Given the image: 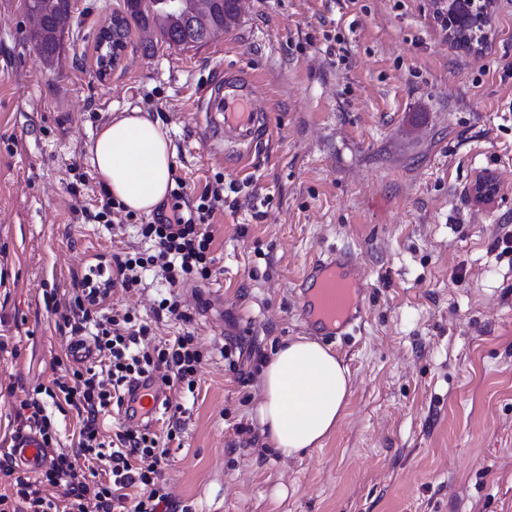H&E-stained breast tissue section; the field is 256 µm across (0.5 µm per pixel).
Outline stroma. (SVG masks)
<instances>
[{"label":"stroma","instance_id":"1","mask_svg":"<svg viewBox=\"0 0 512 512\" xmlns=\"http://www.w3.org/2000/svg\"><path fill=\"white\" fill-rule=\"evenodd\" d=\"M45 60L25 0H0V454L24 391L64 374L72 335L47 310L96 255L140 247L91 219L89 147L111 117H158L189 196L223 178L213 277L181 288L208 353L164 477L194 512H512V0L481 45L448 41L435 0H240L238 24L188 48L133 31L99 74L94 40L123 0H72ZM254 74L269 128L246 160L205 131L201 91ZM498 186L492 198L475 181ZM349 248L369 284L346 413L322 447L269 448L261 372L305 335V267Z\"/></svg>","mask_w":512,"mask_h":512}]
</instances>
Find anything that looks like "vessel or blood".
Masks as SVG:
<instances>
[{"mask_svg": "<svg viewBox=\"0 0 512 512\" xmlns=\"http://www.w3.org/2000/svg\"><path fill=\"white\" fill-rule=\"evenodd\" d=\"M206 126L222 133L225 149L245 159L267 128V109L257 82L237 71L225 73L219 87L205 88ZM357 257L349 250H333L305 269L298 297L300 319L311 332L328 337H348L363 323L368 285L355 273ZM162 388L157 380H139L125 391V406L134 422L158 412ZM11 454L20 468L34 471L48 456L41 438L23 433L13 442Z\"/></svg>", "mask_w": 512, "mask_h": 512, "instance_id": "vessel-or-blood-1", "label": "vessel or blood"}]
</instances>
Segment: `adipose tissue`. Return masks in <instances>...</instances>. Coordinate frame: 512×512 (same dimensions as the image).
Returning <instances> with one entry per match:
<instances>
[{
	"label": "adipose tissue",
	"mask_w": 512,
	"mask_h": 512,
	"mask_svg": "<svg viewBox=\"0 0 512 512\" xmlns=\"http://www.w3.org/2000/svg\"><path fill=\"white\" fill-rule=\"evenodd\" d=\"M90 152L99 181L129 211L149 214L165 200L174 152L150 114L112 118ZM350 386L347 366L319 342L288 340L262 370L258 416L266 442L286 457L322 447L345 413Z\"/></svg>",
	"instance_id": "ef3b65f1"
}]
</instances>
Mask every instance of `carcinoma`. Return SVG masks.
<instances>
[{"mask_svg":"<svg viewBox=\"0 0 512 512\" xmlns=\"http://www.w3.org/2000/svg\"><path fill=\"white\" fill-rule=\"evenodd\" d=\"M29 11L39 16L35 45L46 59L59 49L62 33L71 18L69 0H25ZM124 37L131 27L156 30L176 45L194 46L207 40L215 28H231L238 22L236 0H185L181 12L161 11L157 0H124Z\"/></svg>","mask_w":512,"mask_h":512,"instance_id":"cac0c4a2","label":"carcinoma"}]
</instances>
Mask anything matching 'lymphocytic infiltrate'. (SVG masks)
Instances as JSON below:
<instances>
[{
	"label": "lymphocytic infiltrate",
	"mask_w": 512,
	"mask_h": 512,
	"mask_svg": "<svg viewBox=\"0 0 512 512\" xmlns=\"http://www.w3.org/2000/svg\"><path fill=\"white\" fill-rule=\"evenodd\" d=\"M223 209L224 185L219 180L193 198L183 187L174 188L169 206L159 208L148 221H136L119 202L104 201L97 222L134 224L145 247L113 255L106 264L86 265L67 297L47 296L48 309L72 321L73 332L93 324L99 364L70 367L47 389L48 397L64 399L77 410L81 424L76 441L72 449L53 455L37 478L16 477L11 492L0 494V512H179L163 471L170 444L180 438L183 406L172 405L163 432L124 424L108 445L100 440L99 417L108 408L122 407L125 388L145 375L171 389L195 390L205 349L188 331L153 343L154 325L164 320L190 322L177 289L192 279H211L212 224ZM149 271L168 285L153 305L152 320L128 311L105 312L114 288L139 290ZM49 486L63 488L62 499L48 497Z\"/></svg>",
	"instance_id": "lymphocytic-infiltrate-1"
}]
</instances>
